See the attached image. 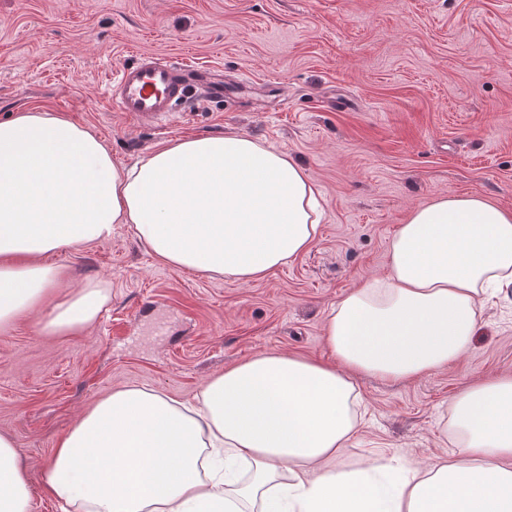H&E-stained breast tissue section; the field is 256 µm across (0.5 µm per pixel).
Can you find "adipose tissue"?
<instances>
[{
	"label": "adipose tissue",
	"mask_w": 512,
	"mask_h": 512,
	"mask_svg": "<svg viewBox=\"0 0 512 512\" xmlns=\"http://www.w3.org/2000/svg\"><path fill=\"white\" fill-rule=\"evenodd\" d=\"M320 219L304 167L248 136L177 138L127 167L60 113H12L0 120V327L47 301L48 333L93 323L110 288L90 280L53 300L62 271L49 258L118 225L165 263L246 282L307 252ZM389 263L332 306L335 364L262 353L206 381L192 406L116 390L59 440L46 489L75 512H512V376L451 399L447 456L337 464L360 423L358 376L416 378L470 348L485 302L512 287V210L436 196L399 225ZM30 510L0 434V512Z\"/></svg>",
	"instance_id": "obj_1"
}]
</instances>
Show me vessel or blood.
I'll return each instance as SVG.
<instances>
[{
	"label": "vessel or blood",
	"mask_w": 512,
	"mask_h": 512,
	"mask_svg": "<svg viewBox=\"0 0 512 512\" xmlns=\"http://www.w3.org/2000/svg\"><path fill=\"white\" fill-rule=\"evenodd\" d=\"M223 96L210 69L158 55L137 57L115 71L108 83L112 108L144 123L169 120L194 102Z\"/></svg>",
	"instance_id": "vessel-or-blood-1"
}]
</instances>
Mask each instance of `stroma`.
I'll use <instances>...</instances> for the list:
<instances>
[{
	"instance_id": "35a3bbf8",
	"label": "stroma",
	"mask_w": 512,
	"mask_h": 512,
	"mask_svg": "<svg viewBox=\"0 0 512 512\" xmlns=\"http://www.w3.org/2000/svg\"><path fill=\"white\" fill-rule=\"evenodd\" d=\"M142 54L209 67L231 93L138 122L111 108L106 83ZM28 108L88 127L119 165L175 138L245 134L300 162L323 205L311 249L250 283L172 267L124 224L52 255L56 298L100 280L111 299L74 333H44L36 314L0 329V434L18 448L32 512H64L42 468L97 399L133 385L191 401L266 351L332 362L330 307L388 275L412 209L461 193L512 209V0H0V119ZM501 375L512 288L447 366L357 378L365 417L340 465L364 466L373 448L413 465L447 454L449 401Z\"/></svg>"
}]
</instances>
